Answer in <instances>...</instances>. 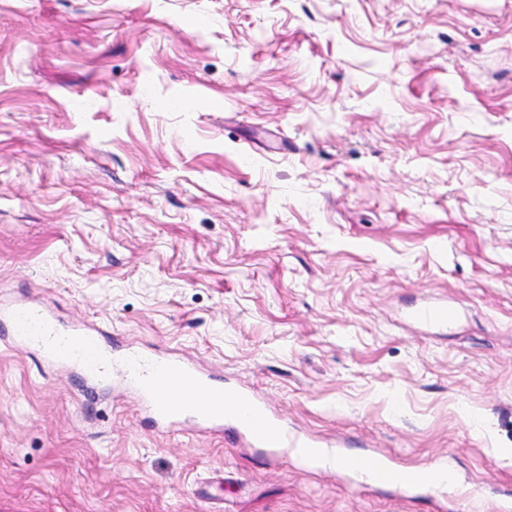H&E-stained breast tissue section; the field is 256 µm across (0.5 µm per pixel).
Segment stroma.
I'll return each instance as SVG.
<instances>
[{
	"instance_id": "1",
	"label": "stroma",
	"mask_w": 512,
	"mask_h": 512,
	"mask_svg": "<svg viewBox=\"0 0 512 512\" xmlns=\"http://www.w3.org/2000/svg\"><path fill=\"white\" fill-rule=\"evenodd\" d=\"M34 300L458 482L165 424L0 329V512H512V0H0V307ZM376 461L381 462V466L376 469V482L378 484L410 490L418 486H425L427 479L421 474L413 470L399 466L392 461L387 462L382 459Z\"/></svg>"
}]
</instances>
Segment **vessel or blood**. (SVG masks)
<instances>
[{"mask_svg": "<svg viewBox=\"0 0 512 512\" xmlns=\"http://www.w3.org/2000/svg\"><path fill=\"white\" fill-rule=\"evenodd\" d=\"M7 318L11 334L36 344L52 361L74 363L96 383L109 381L112 372L97 352V331L93 328L66 330L36 306H17ZM127 384L152 403L154 414L173 424L189 423L206 429L222 428L232 422L250 443L266 448L296 447L265 404L243 389L224 391L211 385L209 377L185 359H158L131 366ZM179 392L178 400L167 401V393ZM378 484L410 490L425 485V477L392 462H382Z\"/></svg>", "mask_w": 512, "mask_h": 512, "instance_id": "b4317fda", "label": "vessel or blood"}]
</instances>
